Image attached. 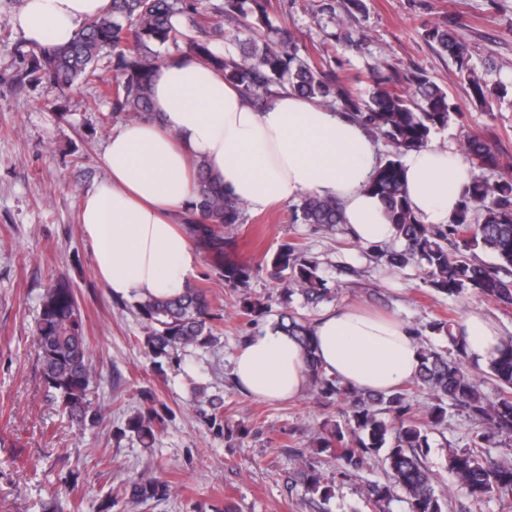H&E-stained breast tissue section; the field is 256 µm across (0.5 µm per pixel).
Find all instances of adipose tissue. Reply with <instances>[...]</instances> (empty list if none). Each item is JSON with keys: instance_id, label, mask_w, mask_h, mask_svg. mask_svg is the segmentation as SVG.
<instances>
[{"instance_id": "1", "label": "adipose tissue", "mask_w": 512, "mask_h": 512, "mask_svg": "<svg viewBox=\"0 0 512 512\" xmlns=\"http://www.w3.org/2000/svg\"><path fill=\"white\" fill-rule=\"evenodd\" d=\"M110 0H24L14 24L24 37L67 42ZM152 118L113 128L104 162L109 179L87 192L80 224L95 274L112 296L139 299L181 293L201 256L188 225L175 218L195 197L193 162L204 161L227 192L261 212L316 194L340 202L352 239L389 241L391 224L366 184L378 163L365 129L347 113L281 92L261 111L252 108L221 72L187 57L161 68L153 87ZM404 183L421 223H447L469 177L461 155L433 145L406 155ZM472 362L489 363L500 337L479 314L462 324ZM324 371L360 391L387 392L415 376L419 344L396 317L340 306L314 325ZM252 397L288 400L307 387L298 345L278 329L251 336L234 367Z\"/></svg>"}]
</instances>
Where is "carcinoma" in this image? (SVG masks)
I'll return each mask as SVG.
<instances>
[{
	"instance_id": "cac0c4a2",
	"label": "carcinoma",
	"mask_w": 512,
	"mask_h": 512,
	"mask_svg": "<svg viewBox=\"0 0 512 512\" xmlns=\"http://www.w3.org/2000/svg\"><path fill=\"white\" fill-rule=\"evenodd\" d=\"M267 5L268 0H218L207 7L197 0H112L107 12L83 22L63 44L15 41L13 51L21 66L11 76L10 87L20 93L46 83L64 94L82 83L97 81L102 85L100 103L109 106L110 112L146 119L152 115V88L158 71L168 59L183 56L221 71L224 81L239 86L257 110L282 90L326 106L337 103L367 129L381 132L393 147L374 169L366 190L382 202L383 216L396 229L404 248H377L375 256L392 269L421 263L426 286L438 294L456 297L473 290L511 306L512 176L493 184L469 178L461 189L458 209L440 226L420 222L404 187L402 157L426 146L434 130L462 124L464 113L448 91L421 69L404 76L376 71L364 100L338 84L324 63L302 54L288 27L270 20ZM232 15L253 19L251 35L238 41L236 55L224 52V18ZM426 39L455 61L474 103L487 107L492 99L507 96L506 84L491 88L475 76L469 47L451 26L427 28ZM464 151L474 166L499 165V151L487 139L468 137ZM244 209L245 204L227 193L205 164H197L196 195L185 220L212 258L224 265V280L236 288L247 286L253 269L225 255L222 233L242 223ZM295 212L303 223L324 230L344 223L334 198L307 195L299 200ZM482 253L492 254L496 262L485 263L480 259ZM262 269L282 285L287 303L298 293L305 304L316 306L329 294L318 264L298 243L286 242L265 254ZM138 310L144 322V347L155 361L171 360L179 351L215 338L216 315L203 288L144 298ZM277 327L300 347L313 390L322 398H342L351 405L347 423L326 424L317 437V447L336 449L345 476L362 470L384 452L388 483L374 486L369 499L376 512H383L397 490L404 495L408 512H446L447 503L437 494L435 476L425 462L429 432L446 421V400L465 409L482 426L471 446L448 450V470L467 496L496 499L502 512H512V467L492 463L486 451L495 437L512 436V338L501 340L497 356L488 363L500 384L498 398L490 401L473 385L464 336L456 333L455 320L431 323L429 329L447 337L452 352L445 355L422 348L413 384L433 392L437 403L418 414L402 389L362 392L327 376L319 366L313 326L306 317L296 312L283 315ZM36 335L41 376L58 406L79 425L99 424L102 411L87 399L92 364L84 316L67 278H57L42 295ZM385 414L390 419L383 418ZM161 422L162 414L153 407L129 417L122 433H131L150 448ZM300 479L306 491L320 490V477L310 464L304 465ZM168 494V483L153 473L141 474L126 487L129 502L136 505L163 501Z\"/></svg>"
}]
</instances>
